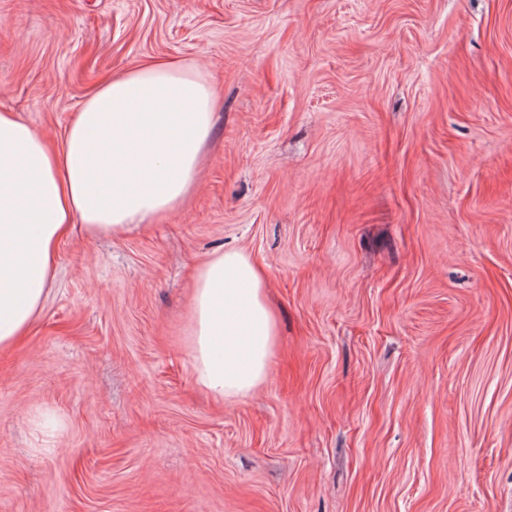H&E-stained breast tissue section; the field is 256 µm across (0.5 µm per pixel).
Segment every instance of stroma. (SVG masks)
Returning a JSON list of instances; mask_svg holds the SVG:
<instances>
[{
	"mask_svg": "<svg viewBox=\"0 0 512 512\" xmlns=\"http://www.w3.org/2000/svg\"><path fill=\"white\" fill-rule=\"evenodd\" d=\"M158 57L219 91L206 162L59 244L0 356V512H512V0H0V110L52 140ZM227 249L278 336L217 405L188 312Z\"/></svg>",
	"mask_w": 512,
	"mask_h": 512,
	"instance_id": "stroma-1",
	"label": "stroma"
}]
</instances>
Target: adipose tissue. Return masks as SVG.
<instances>
[{
    "label": "adipose tissue",
    "mask_w": 512,
    "mask_h": 512,
    "mask_svg": "<svg viewBox=\"0 0 512 512\" xmlns=\"http://www.w3.org/2000/svg\"><path fill=\"white\" fill-rule=\"evenodd\" d=\"M216 105L198 67L161 59L107 79L56 143L0 111V352L28 334L74 225L119 234L182 204ZM189 336L195 384L215 401L265 382L277 320L248 255L219 251L196 269Z\"/></svg>",
    "instance_id": "adipose-tissue-1"
}]
</instances>
